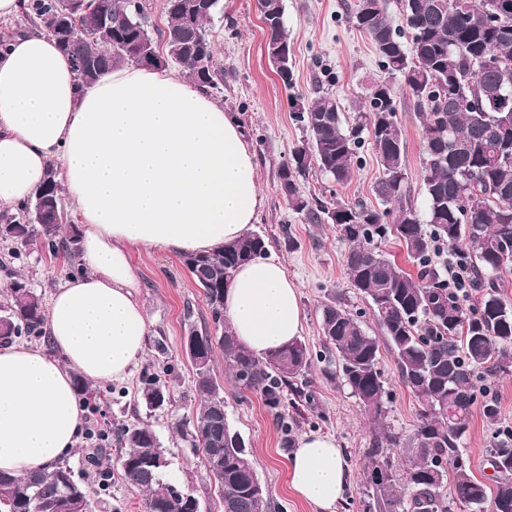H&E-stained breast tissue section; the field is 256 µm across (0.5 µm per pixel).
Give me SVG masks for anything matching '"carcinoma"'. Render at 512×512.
<instances>
[{
  "label": "carcinoma",
  "mask_w": 512,
  "mask_h": 512,
  "mask_svg": "<svg viewBox=\"0 0 512 512\" xmlns=\"http://www.w3.org/2000/svg\"><path fill=\"white\" fill-rule=\"evenodd\" d=\"M411 34L406 42L387 18V0H356L352 22L371 40L380 70L402 79L417 109L424 141L423 185L426 218L411 202L405 166V142L398 125L396 100L389 82L378 80L365 97V121L343 123L336 98L322 95L311 102L293 98L294 119L306 132L278 173L289 207L309 224H332L347 244L344 256L351 289L371 309L380 335L368 332L361 313L334 292L321 309L322 350L312 354L301 340L257 357L242 347L224 319V288L244 263L266 254L265 239L250 232L216 250L189 255L184 265L203 295L215 328L190 329L186 349L193 368L198 407L179 428L191 448L200 450L222 495L224 512H272L276 505L258 479L252 453L224 411V395L213 376L215 349L241 389L258 394L280 427L281 445L292 444L288 409L314 402L308 378L313 362L330 381L349 390L376 425L369 454L362 512H512V429L499 426V405L487 392L481 369L491 364L512 368V300L500 285V273L512 267V16L481 27L470 25L454 0H402ZM64 0H25L22 14L41 29L59 16ZM278 12L267 25V45L288 43L283 0H261ZM217 5L188 15L180 0H164L166 25L152 24V0H97L78 25L55 37L72 58L78 79L89 85L107 70L142 55L154 56L155 68L174 63L206 89L224 80L207 31ZM491 54L501 60L493 69L479 60ZM466 93L476 101L467 110L448 105V92ZM370 143L383 175L376 194L383 208L363 203H331L305 196L298 181L314 169L337 183L349 179L364 143ZM42 222L28 224L37 205ZM62 198L52 167L34 198L13 214L0 215V241L27 244L37 237L47 252L77 258L78 232L61 235ZM396 239L416 268L412 275L383 249ZM440 247L457 248L454 261L477 277L464 289L448 279V261ZM479 290L475 305L468 293ZM43 298L19 278L11 282L0 304V339L45 337ZM393 355L406 387L416 398L417 422L407 435L388 430L384 422L389 391L381 371L382 348ZM168 368L142 372L137 394L150 411L170 404L164 375ZM75 387L96 414L100 393L83 378ZM480 404L487 424L496 431L489 449L498 461V478L489 486L468 464L463 441ZM104 433L124 449L121 479L146 492L143 512H194L198 499L166 478L168 453L148 425L122 423ZM400 449L401 466L393 464L384 444ZM102 446L86 449L84 461L95 473L91 485L75 478L63 461L48 472L19 477L0 471V512H91L93 496L107 491L110 472L102 467ZM453 478L452 494L446 493Z\"/></svg>",
  "instance_id": "obj_1"
}]
</instances>
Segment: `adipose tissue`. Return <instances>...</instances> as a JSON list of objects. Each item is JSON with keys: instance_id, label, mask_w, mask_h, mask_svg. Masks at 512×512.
I'll return each mask as SVG.
<instances>
[{"instance_id": "obj_1", "label": "adipose tissue", "mask_w": 512, "mask_h": 512, "mask_svg": "<svg viewBox=\"0 0 512 512\" xmlns=\"http://www.w3.org/2000/svg\"><path fill=\"white\" fill-rule=\"evenodd\" d=\"M56 161L84 272L50 297L53 353L0 346V471L17 476L51 469L74 448L84 414L74 375L120 381L145 354L130 248L211 251L245 235L263 204L240 122L204 88L136 65L84 86L51 36L22 32L0 46V208L31 199ZM224 317L259 357L299 338L303 311L283 263L242 266ZM288 474L317 512H335L350 480L342 449L320 433L300 438Z\"/></svg>"}]
</instances>
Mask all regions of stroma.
Listing matches in <instances>:
<instances>
[{"mask_svg": "<svg viewBox=\"0 0 512 512\" xmlns=\"http://www.w3.org/2000/svg\"><path fill=\"white\" fill-rule=\"evenodd\" d=\"M355 0H284V22L293 50L294 89L285 91L265 52L266 32L257 10V0H220L208 25L215 44L216 62L224 71V81L215 98L226 111L234 113L252 143L264 205L252 232L263 236L268 255L279 258L299 290L304 311L302 341L319 352L321 305L328 293L348 292L344 266L345 243L333 225L308 224L292 211L281 195L278 171L293 147L305 133L292 114L290 97L302 95L311 101L324 94L334 95L342 118L354 122L364 111L368 87L381 79L375 50L368 37L352 24ZM397 101V117L406 142V168L412 200L418 211H425L422 163L424 146L417 111L408 99L401 79L390 81ZM382 169L371 146H363L350 180L342 185L318 172L301 179L305 195L328 201L364 203L380 207L375 186ZM131 261L140 282L138 299L149 319L145 357L134 376L141 375L158 356L157 344L166 348L164 358L172 366L169 382L174 403L164 410L148 411L130 394L132 378L100 383L102 393L98 422L150 425L168 451L169 478L189 490L199 501L201 512H222V500L210 478L202 454L193 453L177 430L178 422L191 415L198 402L194 390L193 368L184 352L189 325L203 327L211 318L197 286L181 255L137 248ZM70 272L68 262L30 246L12 265L0 261V301L5 288L20 277L43 298H50L55 286ZM215 377L224 392L228 419L245 439L253 454L255 469L269 491L278 512H316L299 499L288 484V456L281 448V431L257 394L239 389L216 359ZM382 370L390 396L385 403V421L392 432L409 433L417 420V402L405 387L391 354H384ZM310 379L316 395L315 405L302 409L291 422L293 437L321 432L335 438L351 469L350 487L336 512H359L365 491L367 452L373 440L371 425L358 401L336 383L326 380L319 367H312ZM493 445V430L481 413H474L465 440L471 471L479 479L491 480L493 469L488 450ZM119 451L110 448L104 460L113 474L107 495L93 501V512H142L143 495L122 482L117 465Z\"/></svg>", "mask_w": 512, "mask_h": 512, "instance_id": "1", "label": "stroma"}]
</instances>
